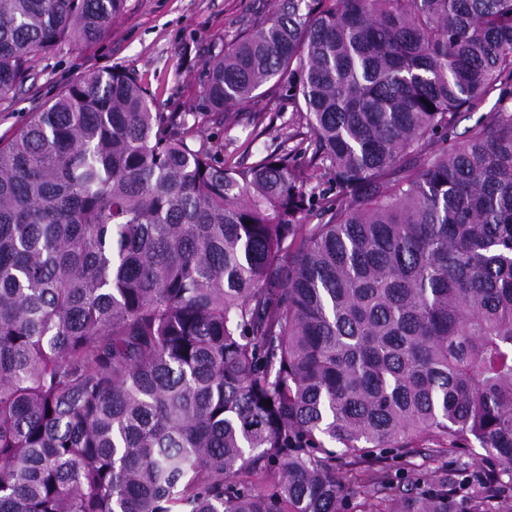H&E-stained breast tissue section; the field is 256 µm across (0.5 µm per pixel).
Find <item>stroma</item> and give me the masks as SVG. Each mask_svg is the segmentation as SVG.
Here are the masks:
<instances>
[{
	"mask_svg": "<svg viewBox=\"0 0 512 512\" xmlns=\"http://www.w3.org/2000/svg\"><path fill=\"white\" fill-rule=\"evenodd\" d=\"M287 0H126L112 34L84 51L68 47L37 54L24 89L0 101V136L20 129L53 91L72 76L95 69L135 72L159 112H198L204 97L203 62L224 50L253 19L274 16ZM293 105L268 86L261 106L224 115L226 152L248 162L279 148L294 132Z\"/></svg>",
	"mask_w": 512,
	"mask_h": 512,
	"instance_id": "35a3bbf8",
	"label": "stroma"
}]
</instances>
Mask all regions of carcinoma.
Returning a JSON list of instances; mask_svg holds the SVG:
<instances>
[{
	"instance_id": "carcinoma-1",
	"label": "carcinoma",
	"mask_w": 512,
	"mask_h": 512,
	"mask_svg": "<svg viewBox=\"0 0 512 512\" xmlns=\"http://www.w3.org/2000/svg\"><path fill=\"white\" fill-rule=\"evenodd\" d=\"M125 2L0 0V100ZM204 67L0 138V512H512V111L446 145L512 0H288ZM269 83L307 133L224 159Z\"/></svg>"
}]
</instances>
